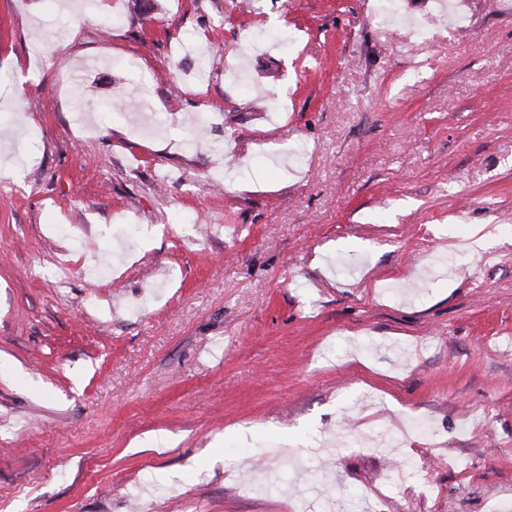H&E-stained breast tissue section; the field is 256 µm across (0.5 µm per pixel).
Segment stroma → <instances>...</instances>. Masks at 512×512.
<instances>
[{"mask_svg": "<svg viewBox=\"0 0 512 512\" xmlns=\"http://www.w3.org/2000/svg\"><path fill=\"white\" fill-rule=\"evenodd\" d=\"M103 1L0 0V512H512V0Z\"/></svg>", "mask_w": 512, "mask_h": 512, "instance_id": "35a3bbf8", "label": "stroma"}]
</instances>
